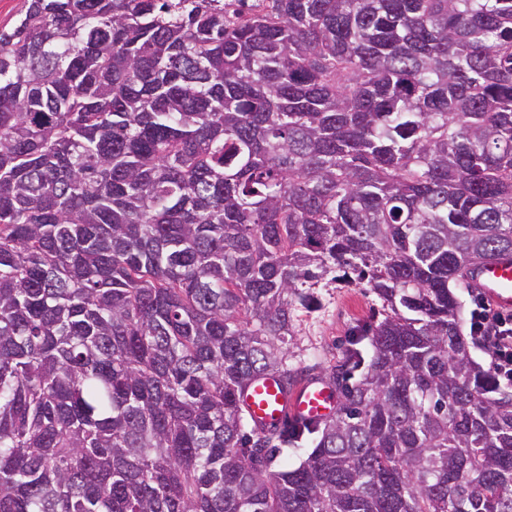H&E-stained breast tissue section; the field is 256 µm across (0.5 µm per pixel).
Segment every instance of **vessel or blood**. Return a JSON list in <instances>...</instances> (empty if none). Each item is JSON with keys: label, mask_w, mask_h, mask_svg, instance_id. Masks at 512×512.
I'll return each instance as SVG.
<instances>
[{"label": "vessel or blood", "mask_w": 512, "mask_h": 512, "mask_svg": "<svg viewBox=\"0 0 512 512\" xmlns=\"http://www.w3.org/2000/svg\"><path fill=\"white\" fill-rule=\"evenodd\" d=\"M473 281L500 308L512 309V259L480 267ZM243 408L257 423L270 425L285 416L301 421H316L331 416L337 403L332 385L322 380L310 382L294 394H286L279 375L259 378L241 397Z\"/></svg>", "instance_id": "vessel-or-blood-1"}]
</instances>
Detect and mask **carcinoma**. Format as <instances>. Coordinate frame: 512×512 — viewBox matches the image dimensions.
Here are the masks:
<instances>
[{"label": "carcinoma", "mask_w": 512, "mask_h": 512, "mask_svg": "<svg viewBox=\"0 0 512 512\" xmlns=\"http://www.w3.org/2000/svg\"><path fill=\"white\" fill-rule=\"evenodd\" d=\"M501 256L512 0H24L0 512H512V393L458 294ZM328 275L386 314L332 416L257 426L241 393L294 386L292 306Z\"/></svg>", "instance_id": "1"}]
</instances>
